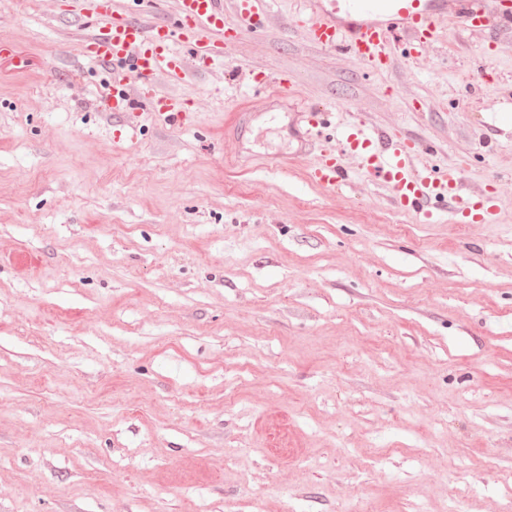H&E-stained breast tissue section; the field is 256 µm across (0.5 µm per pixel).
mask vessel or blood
<instances>
[{"label":"vessel or blood","instance_id":"vessel-or-blood-1","mask_svg":"<svg viewBox=\"0 0 512 512\" xmlns=\"http://www.w3.org/2000/svg\"><path fill=\"white\" fill-rule=\"evenodd\" d=\"M135 6V0H127L124 12L119 13L112 0H96L97 20L82 42V54L132 72V80L118 77L112 82L113 116H122L138 104L179 124L189 118L185 104L173 95L158 96V77L165 74L178 81L191 65L223 58L222 47L209 42L208 33L235 40L242 32L262 28L266 14L265 0H178L173 21L142 24L129 16ZM454 19L467 28L486 26L492 19L510 25L512 0H499V10L492 17L483 0H306L300 16L310 43L342 51L378 72L391 67L392 42H400L405 55H412L437 40L443 24ZM247 84L272 87L277 97L298 96L282 75L272 77L252 69ZM299 118L310 140L321 138L332 125L331 113L320 109L303 110ZM337 137L343 153L359 159L362 169L382 177L400 210L428 218L431 204L452 202L461 212L477 207L481 222H495L496 199L486 195L479 204H472L459 171L414 169L415 154L406 145L386 146L383 133L361 125L341 127ZM311 177L324 189L340 188L345 181L341 159L322 154Z\"/></svg>","mask_w":512,"mask_h":512}]
</instances>
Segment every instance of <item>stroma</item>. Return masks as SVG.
<instances>
[{
    "label": "stroma",
    "mask_w": 512,
    "mask_h": 512,
    "mask_svg": "<svg viewBox=\"0 0 512 512\" xmlns=\"http://www.w3.org/2000/svg\"><path fill=\"white\" fill-rule=\"evenodd\" d=\"M88 7L0 0V512H512V26L380 73L270 0L159 80L185 124L134 107L118 146ZM239 65L459 170L497 222L403 212L349 155L321 188Z\"/></svg>",
    "instance_id": "obj_1"
}]
</instances>
